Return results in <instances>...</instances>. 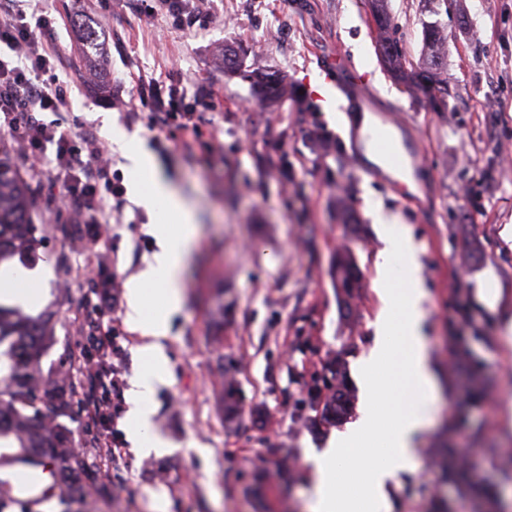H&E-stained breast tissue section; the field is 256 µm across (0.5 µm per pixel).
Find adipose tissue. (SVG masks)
I'll use <instances>...</instances> for the list:
<instances>
[{"label": "adipose tissue", "mask_w": 512, "mask_h": 512, "mask_svg": "<svg viewBox=\"0 0 512 512\" xmlns=\"http://www.w3.org/2000/svg\"><path fill=\"white\" fill-rule=\"evenodd\" d=\"M100 119L104 134L128 161L135 198L156 220L155 249L144 268L125 284L126 321L142 340L138 354L144 363L130 389L128 438L148 452L165 445L153 431L151 403L157 388L169 381L163 342L172 314L182 306L183 272L197 229L185 200L158 175L143 142L115 129L111 113H101ZM371 214L383 243L374 261L381 309L374 322L373 345L359 360L363 398L357 416L337 432L328 448L310 456L316 475L311 512H391L390 492L401 474L415 470L420 437L435 412L420 248L400 215L385 211L378 202ZM168 216L178 218V228L165 224ZM364 438L379 441L378 455L356 454L355 447Z\"/></svg>", "instance_id": "obj_1"}]
</instances>
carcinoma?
<instances>
[{"instance_id":"1","label":"carcinoma","mask_w":512,"mask_h":512,"mask_svg":"<svg viewBox=\"0 0 512 512\" xmlns=\"http://www.w3.org/2000/svg\"><path fill=\"white\" fill-rule=\"evenodd\" d=\"M372 17L382 37L379 54L393 79L415 85L431 98L443 90L441 74L443 30L436 24L423 27L425 54L422 62L412 66L397 45L383 36L390 24L385 0H373ZM254 95L276 105L291 97V85L278 70H259L250 74ZM38 227L30 217V191L13 163L9 142L0 139V264L18 259L27 261L38 250ZM334 283L344 305L346 320L354 318L361 299V278L357 264L346 251L337 256ZM57 311L47 309L36 317L20 307L0 303V443L16 450L15 456L32 467L49 470L52 489L68 500L84 495L86 472L81 457L72 450V432L59 417L82 408L86 392L82 382L74 379V365L62 366L54 373H44L41 362L55 343ZM454 348L453 370L467 376L466 396L480 402L485 390L482 367L470 355L468 336H450ZM318 405L307 417L316 428L339 426L351 418L354 394L347 379L345 358L330 354L306 385L298 401L301 413ZM241 412V392L234 380L224 382V417L232 422ZM449 484L457 492L490 512L498 501V491L484 484L459 449L448 446L436 457Z\"/></svg>"}]
</instances>
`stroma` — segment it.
Wrapping results in <instances>:
<instances>
[{
	"label": "stroma",
	"instance_id": "1",
	"mask_svg": "<svg viewBox=\"0 0 512 512\" xmlns=\"http://www.w3.org/2000/svg\"><path fill=\"white\" fill-rule=\"evenodd\" d=\"M390 35L410 62L423 53V26L443 27L448 95L440 109L382 66L365 0H205L206 24L177 26L165 14L146 17L144 0H33L53 22L55 74L67 84L66 128L100 131L99 113L137 135L161 177L190 203L197 239L185 272L184 303L166 340L171 380L154 396L155 431L166 448L137 454L127 438L128 390L142 370L140 339L126 323L124 282L154 249L152 221L134 200L112 215L107 236L81 240V217L57 214L56 171L29 178L39 259L50 270L46 307L57 310V342L42 361L54 371L70 357L113 366L112 456L97 445L87 415L68 418L90 474L84 502L57 512H310L315 476L311 448L330 432L311 431L295 409L326 354L345 351L347 366L373 344L380 309L374 255L381 242L367 203L401 216L420 246L429 291L426 335L436 378L437 413L424 435L415 472L392 494V512H472L433 461L432 449L455 440L485 482L500 486L512 512V479L493 448H512V0H387ZM95 27L107 53L99 82L87 77L77 22ZM246 47L238 71H225V47ZM356 67L381 108L402 120L400 140L421 147L417 192L366 163L353 131L329 119L309 86L326 61ZM277 69L297 94L285 104H257L247 72ZM210 92L199 108L192 151L177 128L149 130L140 116L145 88ZM332 136L324 150L308 139L312 125ZM365 228L353 238L342 210ZM351 250L362 273L360 315L344 326L331 268L338 248ZM109 278V293L98 284ZM497 302L481 295L487 280ZM467 314H460V303ZM110 330L99 350L96 326ZM471 337L484 368L486 395L464 406L449 383L448 339ZM242 395L241 415L224 420L225 377ZM457 422L454 436L446 426Z\"/></svg>",
	"mask_w": 512,
	"mask_h": 512
}]
</instances>
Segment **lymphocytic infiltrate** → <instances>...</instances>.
<instances>
[{"instance_id": "f902f5d3", "label": "lymphocytic infiltrate", "mask_w": 512, "mask_h": 512, "mask_svg": "<svg viewBox=\"0 0 512 512\" xmlns=\"http://www.w3.org/2000/svg\"><path fill=\"white\" fill-rule=\"evenodd\" d=\"M53 25L46 17L27 13L13 4L0 9V132L15 138L20 159L28 168L43 163L48 145H55L53 164L61 181L59 195L64 206L81 202L98 214L99 224L110 221L113 205L123 204L125 188L111 184L109 199L98 194L100 184L108 182V149L90 131L74 137L59 121L44 122L42 113L57 112L68 105V89L59 81H46L55 68L48 38ZM178 91L168 95L144 96L141 105L150 114L149 129L177 124L182 146L192 150L198 136L194 110L179 107ZM109 183V182H108Z\"/></svg>"}]
</instances>
